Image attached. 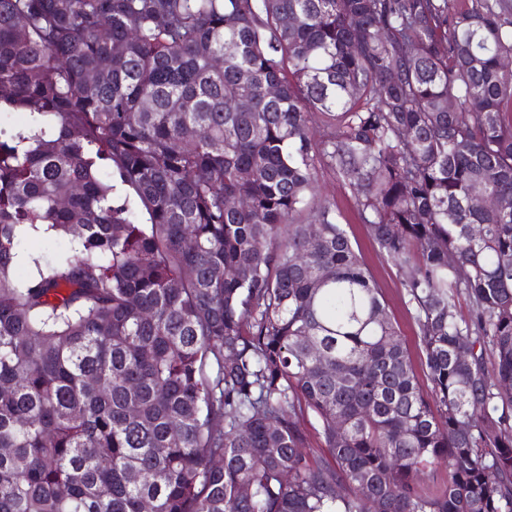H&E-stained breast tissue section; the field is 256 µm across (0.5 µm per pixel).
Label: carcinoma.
<instances>
[{
  "label": "carcinoma",
  "instance_id": "obj_1",
  "mask_svg": "<svg viewBox=\"0 0 512 512\" xmlns=\"http://www.w3.org/2000/svg\"><path fill=\"white\" fill-rule=\"evenodd\" d=\"M510 57L512 0H0V512H512ZM318 179V201L330 205L340 215L339 220L344 225L355 249L360 252L367 268L382 288L387 311L399 326L402 342L412 356L420 382L426 390H429L427 386H430V383L424 374L425 367L422 365L423 356L416 335V327L404 304L397 267L379 253L369 235L367 225L357 217L349 186L336 175V171L327 165H321L318 170ZM68 247L69 246L65 243L58 245L46 242L42 239L27 238L22 241L20 245V251L39 254L41 255L42 259L52 260L56 257L57 253L61 249Z\"/></svg>",
  "mask_w": 512,
  "mask_h": 512
}]
</instances>
